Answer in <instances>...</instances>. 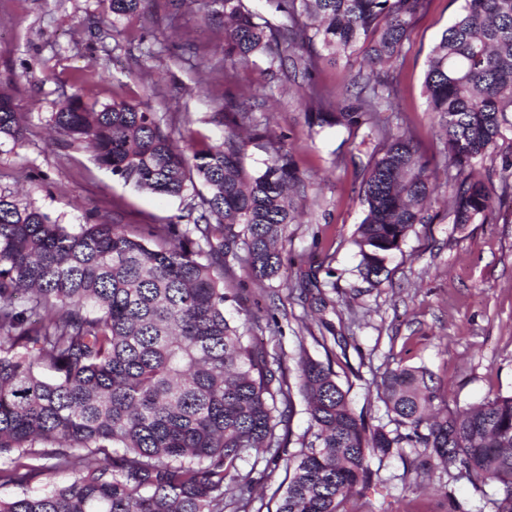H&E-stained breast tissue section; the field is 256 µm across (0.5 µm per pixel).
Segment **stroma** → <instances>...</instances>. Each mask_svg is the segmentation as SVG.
I'll return each instance as SVG.
<instances>
[{
  "mask_svg": "<svg viewBox=\"0 0 512 512\" xmlns=\"http://www.w3.org/2000/svg\"><path fill=\"white\" fill-rule=\"evenodd\" d=\"M461 5L428 0L394 65L392 127L437 165L443 143L423 81L430 53ZM223 46L222 25L173 0H146L138 13L119 18L110 0H0V81L13 88L27 126L22 139L0 142V194L63 224L108 221L145 234L149 225L187 214L189 197L138 189L100 167L91 149L52 141L53 112L82 85L95 107L137 104L187 121L196 139L211 142L224 134L213 115L232 93L234 105L284 139L302 186L291 193L300 219L277 243L287 276L256 282L228 260L224 285L244 296L228 305V316L249 326L270 353L288 360L303 347L331 362L355 413L371 424L388 421L376 385L400 365L432 373L435 406L445 412L512 394V200L502 198L499 183L489 186L496 199L490 218L460 226L449 216L448 173L438 166L430 222L408 232L387 262V279L368 283L355 244L364 212L359 188L382 141L364 127L309 129L306 82L271 76L262 58L235 65L225 84L216 66ZM302 279L320 286L329 301L323 312L301 298ZM329 332L334 342L323 343ZM370 467L372 486L354 493L343 512L484 508L480 492L454 471L435 468L418 478L397 456L371 458ZM237 472L257 478L261 512H275L271 495L287 484L283 463L251 456Z\"/></svg>",
  "mask_w": 512,
  "mask_h": 512,
  "instance_id": "35a3bbf8",
  "label": "stroma"
}]
</instances>
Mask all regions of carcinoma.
I'll return each instance as SVG.
<instances>
[{
  "instance_id": "carcinoma-1",
  "label": "carcinoma",
  "mask_w": 512,
  "mask_h": 512,
  "mask_svg": "<svg viewBox=\"0 0 512 512\" xmlns=\"http://www.w3.org/2000/svg\"><path fill=\"white\" fill-rule=\"evenodd\" d=\"M146 0H112V13H137ZM210 0L224 18V60L262 56L268 69L300 72L318 111L310 127L368 125L387 141L361 184L365 206L355 244L368 281L415 224L434 168L413 140L380 119L391 111L387 70L354 81L346 105L315 82L324 63L392 67L427 0ZM429 111L438 114L441 163L454 181L453 223L487 221L493 201L467 170L512 130V0H463L433 47L425 74ZM221 142L180 146L175 127L138 105L97 110L83 88L52 115L56 140L86 146L126 183L180 197L201 184L188 222L132 236L101 221L74 229L0 194V512H251L256 481L225 480L251 452L278 462L286 452L293 392L307 401L311 435L288 455L292 472L276 512H341L372 482L370 456L415 450V473L451 467L475 489L493 485L490 512H512V394L463 412L431 416L429 372L400 365L377 385L390 422L369 426L351 407L331 364L304 347L296 386L271 355L226 315L236 294L224 288L227 257L255 281L280 276L275 243L297 221L288 146L249 112L224 105ZM268 139L271 159L249 174L237 128ZM25 129L10 88L0 85V139ZM53 460L76 472L68 484L31 494L27 486Z\"/></svg>"
}]
</instances>
